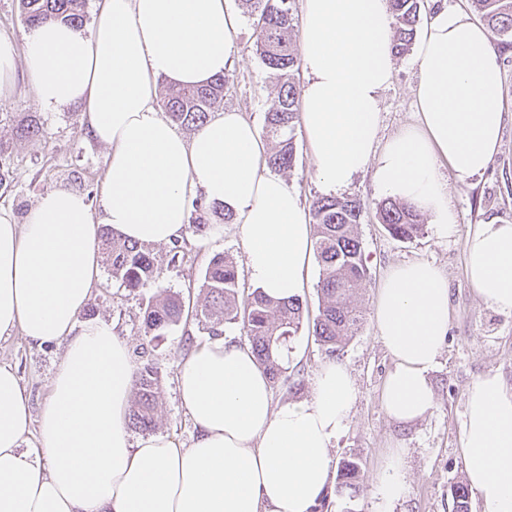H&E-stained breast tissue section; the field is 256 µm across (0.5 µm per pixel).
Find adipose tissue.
Listing matches in <instances>:
<instances>
[{
    "label": "adipose tissue",
    "mask_w": 512,
    "mask_h": 512,
    "mask_svg": "<svg viewBox=\"0 0 512 512\" xmlns=\"http://www.w3.org/2000/svg\"><path fill=\"white\" fill-rule=\"evenodd\" d=\"M301 128L324 191L363 172L387 195L456 229L448 186L484 172L501 146L503 77L490 33L440 5L416 45L417 125L377 139L381 92L394 73L388 0H301ZM241 21L229 0H99L89 32L61 21L0 35V89L24 69L44 112L81 110L85 135L106 149L97 206L57 189L25 223L0 215V338L65 342L39 418L13 367L0 364V512H313L335 470L332 449L352 422L356 384L329 360L311 394L274 403L247 342L216 336L177 370L196 428L189 447L133 438L126 415L136 364L111 324H85L103 227L141 245L180 240L193 196L239 224L245 271L266 295L297 298L315 249L308 212L286 180L263 172L266 146L240 113L217 112L192 136L156 107L158 78L180 86L222 75ZM477 296L512 313V224H477L464 239ZM374 320L394 361L381 390L400 423L435 406L428 378L448 334V282L427 261L391 267ZM40 449L24 450L31 427ZM461 457L481 512H512V391L489 372L469 388Z\"/></svg>",
    "instance_id": "adipose-tissue-1"
}]
</instances>
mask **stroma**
<instances>
[{
  "label": "stroma",
  "mask_w": 512,
  "mask_h": 512,
  "mask_svg": "<svg viewBox=\"0 0 512 512\" xmlns=\"http://www.w3.org/2000/svg\"><path fill=\"white\" fill-rule=\"evenodd\" d=\"M242 29L226 72L230 89L221 104L233 109L256 127H263L265 114L273 105L277 79L263 65L255 47V31L249 15H242ZM503 72L504 126L500 150L478 176L459 180L449 168L441 173L448 184V200L456 216L457 230L440 235L433 224L408 241L392 238L378 219L377 209L385 195L374 185L371 173L359 175L347 191L361 201L363 213L358 226L370 280L357 294L365 315L352 339L336 358L349 368L357 386V397L349 429L336 441L335 461L355 459L362 470L360 490L349 497L327 489L323 512H451V489L465 482L459 427L471 385L488 372L499 373L512 390V313L499 312L479 299L465 275L464 237L476 224L512 222V38L492 37ZM419 77L414 53L396 57L391 84L381 93L380 141L417 121L416 83ZM33 115L46 134L37 141L16 133L23 117ZM296 165L284 178L303 203L322 195L303 133H296ZM103 146L88 140L81 129L80 111L39 110L28 85L17 81L13 92L0 97V166L16 174L10 191L0 193V211L23 223L30 207L43 194L69 189L97 203L98 186L104 171ZM162 279L157 289L129 290L102 269L101 279L79 316L80 322L105 321L125 338L136 363L153 361L160 368L161 394L155 432L186 447L195 429L177 392V367L195 346L207 342L208 330L188 320L167 330L159 339L146 336L143 312L153 293L178 294L191 301L203 300V275L218 254L241 262L237 223L214 225L206 234L186 231L178 248L153 247ZM409 261L437 265L448 279L449 323L444 343L429 378L436 406L423 419L401 424L393 421L380 404V392L394 362L379 337L373 302L379 282L389 267ZM302 346L301 358H289L288 370L273 384L275 402L309 397L314 373L326 354L308 327H301L290 340ZM65 350L64 344L37 347L21 334L0 339V364L16 368L32 416H39L48 397V384ZM399 450L408 483L406 496L386 504L377 496L375 482L384 457Z\"/></svg>",
  "instance_id": "obj_1"
}]
</instances>
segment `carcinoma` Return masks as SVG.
<instances>
[{
	"mask_svg": "<svg viewBox=\"0 0 512 512\" xmlns=\"http://www.w3.org/2000/svg\"><path fill=\"white\" fill-rule=\"evenodd\" d=\"M394 20L392 48L397 55L410 51L419 21L418 0H389ZM487 29L499 36L512 37V0H474ZM254 18L256 51L279 83L277 101L265 114V133L272 150L265 157L267 168L286 172L295 163L294 130L298 119L299 91L291 81L301 58L291 38L293 15L291 0H245ZM85 0H19L23 21L35 25L61 19L80 29ZM229 77L219 76L197 87L172 88L165 109L173 122L198 129L210 117L212 109L224 100ZM20 137L36 139L45 135L44 127L30 116L18 127ZM197 233L210 229L217 218L226 223L233 214L214 203H193ZM312 224L316 228V256L321 269L318 314L313 334L330 356L341 350L361 327L362 309L355 302L358 291L369 278L358 225L362 216L360 202L347 197L322 196L310 204ZM381 223L398 240H410L422 230L420 213L411 205L388 199L379 207ZM101 246L109 261L112 278L133 290L148 288L160 278V269L150 251L135 242L123 240L110 228L103 229ZM204 303L192 308L180 295L157 296L143 314L145 333L157 339L168 329L192 317L213 336L222 335L224 323L241 321L244 335L275 383L285 372L284 350L304 320L300 300L281 302L256 289L238 301V270L234 261L223 255L208 264L202 283ZM135 398L128 409V426L149 432L155 426V410L161 393L160 371L152 362L138 368ZM361 469L358 462H340L336 492L353 495L359 490ZM452 512H470L469 491L464 484L451 489Z\"/></svg>",
	"mask_w": 512,
	"mask_h": 512,
	"instance_id": "obj_1",
	"label": "carcinoma"
}]
</instances>
